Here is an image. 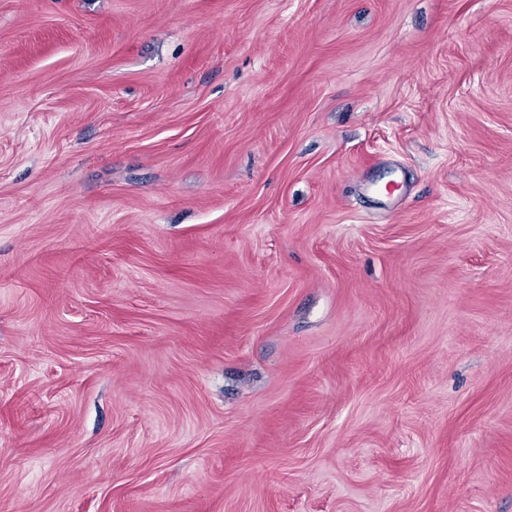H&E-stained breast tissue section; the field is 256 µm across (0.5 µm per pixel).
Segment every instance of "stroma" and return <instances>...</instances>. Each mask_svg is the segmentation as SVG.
Returning <instances> with one entry per match:
<instances>
[{
  "label": "stroma",
  "instance_id": "1",
  "mask_svg": "<svg viewBox=\"0 0 512 512\" xmlns=\"http://www.w3.org/2000/svg\"><path fill=\"white\" fill-rule=\"evenodd\" d=\"M0 512H512V0H0Z\"/></svg>",
  "mask_w": 512,
  "mask_h": 512
}]
</instances>
